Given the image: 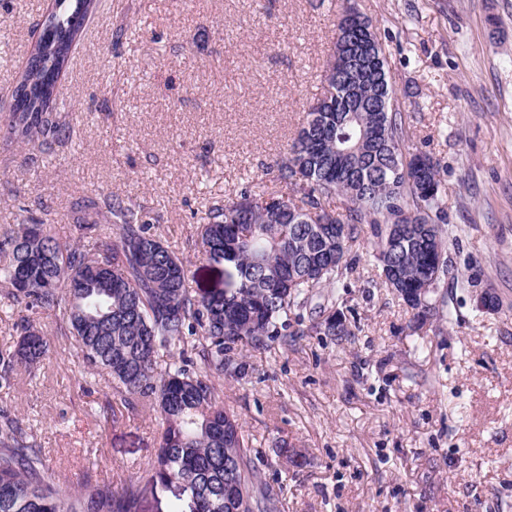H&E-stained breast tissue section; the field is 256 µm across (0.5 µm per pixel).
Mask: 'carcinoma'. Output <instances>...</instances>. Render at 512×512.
<instances>
[{"instance_id":"1","label":"carcinoma","mask_w":512,"mask_h":512,"mask_svg":"<svg viewBox=\"0 0 512 512\" xmlns=\"http://www.w3.org/2000/svg\"><path fill=\"white\" fill-rule=\"evenodd\" d=\"M99 0H54L11 101L0 117L8 138L49 154L72 138L55 111L56 84L83 22ZM372 40L371 21L335 24L340 41ZM331 103L305 112L286 156L276 162L285 190L207 201L200 247L224 265V287L197 292L184 262L152 231L141 206L117 194L84 201L77 236L61 244L37 217L0 226V301L22 315L20 339L0 351V388L17 368H37L48 340L30 314L62 305L55 336H72L78 365L106 373L127 396L155 403L164 424L152 470L190 489L196 512H273L278 494L255 465L237 415L220 405L213 378L241 379L243 349L293 345L314 332L343 345L355 335L343 312L351 285H371L354 246L369 235L381 284L423 321L453 323L447 307L446 190L439 163L406 149L403 113L390 78L363 63L339 71ZM342 206L335 207L336 199ZM201 368L194 369V361ZM234 485V498L224 486ZM134 482L120 491H71L49 467L22 420L0 409V512H139Z\"/></svg>"}]
</instances>
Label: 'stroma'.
Segmentation results:
<instances>
[{
  "mask_svg": "<svg viewBox=\"0 0 512 512\" xmlns=\"http://www.w3.org/2000/svg\"><path fill=\"white\" fill-rule=\"evenodd\" d=\"M53 0H0V101ZM387 59L411 151L446 189L452 324L417 320L387 288L352 289L351 344L305 336L247 354L217 379L243 421L277 512H512V0H356ZM326 0H100L57 88L76 131L41 155L0 144V225L47 212L71 241L77 204L132 198L210 289L220 267L197 246L205 199L276 187L272 169L323 92L333 35ZM491 289L494 312L475 308ZM57 315L36 374L17 371L0 408L23 418L70 489L138 482L140 512H187L190 492L151 479L163 424L126 406L109 376H83ZM119 407L104 421V406ZM288 446L305 457L288 466Z\"/></svg>",
  "mask_w": 512,
  "mask_h": 512,
  "instance_id": "1",
  "label": "stroma"
}]
</instances>
